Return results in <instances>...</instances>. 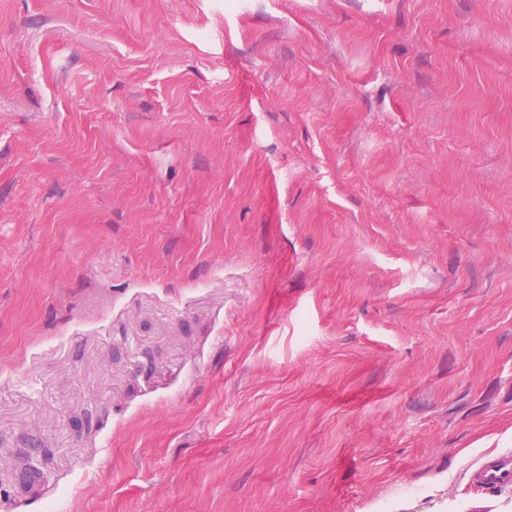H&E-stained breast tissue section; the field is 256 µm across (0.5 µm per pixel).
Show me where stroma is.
Here are the masks:
<instances>
[{
	"label": "stroma",
	"instance_id": "35a3bbf8",
	"mask_svg": "<svg viewBox=\"0 0 512 512\" xmlns=\"http://www.w3.org/2000/svg\"><path fill=\"white\" fill-rule=\"evenodd\" d=\"M508 451L512 0H0V512H471ZM472 486L482 496L512 489V452L484 458L472 472Z\"/></svg>",
	"mask_w": 512,
	"mask_h": 512
}]
</instances>
